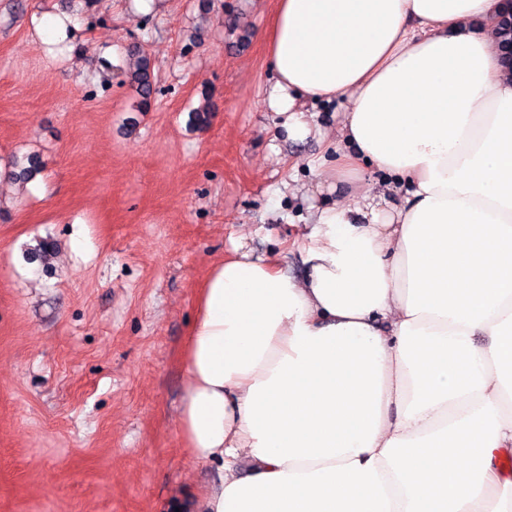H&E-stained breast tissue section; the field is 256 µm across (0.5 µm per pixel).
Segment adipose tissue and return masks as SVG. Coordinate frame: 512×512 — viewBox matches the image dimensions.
Here are the masks:
<instances>
[{"mask_svg": "<svg viewBox=\"0 0 512 512\" xmlns=\"http://www.w3.org/2000/svg\"><path fill=\"white\" fill-rule=\"evenodd\" d=\"M502 5L278 0L267 106L351 201L315 207L305 277L236 245L201 283L179 434L220 480L188 512H512ZM309 101L338 104L335 136Z\"/></svg>", "mask_w": 512, "mask_h": 512, "instance_id": "obj_1", "label": "adipose tissue"}]
</instances>
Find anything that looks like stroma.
<instances>
[{"mask_svg":"<svg viewBox=\"0 0 512 512\" xmlns=\"http://www.w3.org/2000/svg\"><path fill=\"white\" fill-rule=\"evenodd\" d=\"M277 0H0V512H175L219 481L179 434L196 289L339 200L265 104ZM144 56L148 111L127 73ZM53 251L40 259L38 246ZM8 176L15 180H28L42 169L39 156L33 153L15 154L4 164Z\"/></svg>","mask_w":512,"mask_h":512,"instance_id":"35a3bbf8","label":"stroma"}]
</instances>
